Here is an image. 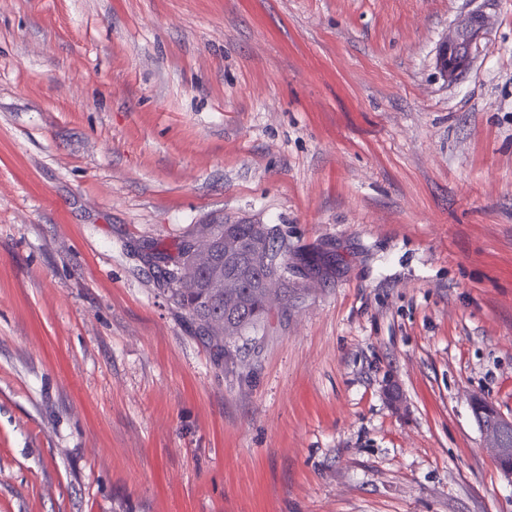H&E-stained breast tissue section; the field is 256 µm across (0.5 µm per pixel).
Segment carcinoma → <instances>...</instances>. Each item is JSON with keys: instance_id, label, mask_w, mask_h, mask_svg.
I'll list each match as a JSON object with an SVG mask.
<instances>
[{"instance_id": "1", "label": "carcinoma", "mask_w": 512, "mask_h": 512, "mask_svg": "<svg viewBox=\"0 0 512 512\" xmlns=\"http://www.w3.org/2000/svg\"><path fill=\"white\" fill-rule=\"evenodd\" d=\"M261 232L256 224H199L191 234L174 244L175 254L152 246V257L165 264L169 277H159L169 299L185 312L197 335L216 348L224 362L250 366L246 347L238 341L265 332L273 315L286 316L293 300L303 292L290 286L294 266H261L251 259L256 254L276 257L288 246V239L277 224L265 225ZM215 240L213 266L190 277H177L174 271L191 260L189 246L204 235ZM220 270L224 279L233 282L226 288L214 278Z\"/></svg>"}]
</instances>
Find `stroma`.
<instances>
[{
	"label": "stroma",
	"mask_w": 512,
	"mask_h": 512,
	"mask_svg": "<svg viewBox=\"0 0 512 512\" xmlns=\"http://www.w3.org/2000/svg\"><path fill=\"white\" fill-rule=\"evenodd\" d=\"M215 220L336 257L246 373L148 262ZM477 398L512 418V0H0V512H512ZM488 19L484 15H473L459 21L448 34V41H445L440 46L438 55V64L441 67L445 64L450 53V48L454 45L460 50L461 54H465L470 61L474 53L478 50V40L481 37L483 30L488 28ZM461 69L451 71L450 67H446L443 74L448 76V80H454Z\"/></svg>",
	"instance_id": "stroma-1"
}]
</instances>
